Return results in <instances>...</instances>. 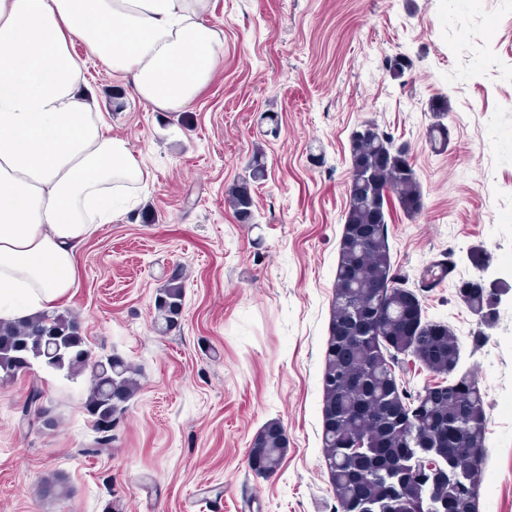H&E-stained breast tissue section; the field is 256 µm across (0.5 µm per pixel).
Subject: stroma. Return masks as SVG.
<instances>
[{
	"mask_svg": "<svg viewBox=\"0 0 512 512\" xmlns=\"http://www.w3.org/2000/svg\"><path fill=\"white\" fill-rule=\"evenodd\" d=\"M207 19L224 57L183 111L153 110L86 65L148 177L82 247L57 309L78 319L92 358L132 364L140 388L110 447L88 456L89 374L36 367L0 383V512H336L321 378L350 136L366 121L411 147L423 206L389 205L393 269L423 321L457 337V371L484 396L478 512H512V0H210ZM396 55L411 62L400 78L385 65ZM438 122L444 150L430 141ZM258 149L267 178L242 224L226 192ZM444 261L443 281L422 289ZM176 265L182 319L162 334L154 299ZM476 280L501 297L487 325L458 294ZM35 385L54 426L20 421ZM273 421L288 448L262 477L247 454ZM51 483L61 493H43Z\"/></svg>",
	"mask_w": 512,
	"mask_h": 512,
	"instance_id": "35a3bbf8",
	"label": "stroma"
}]
</instances>
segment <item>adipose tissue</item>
Listing matches in <instances>:
<instances>
[{
	"label": "adipose tissue",
	"mask_w": 512,
	"mask_h": 512,
	"mask_svg": "<svg viewBox=\"0 0 512 512\" xmlns=\"http://www.w3.org/2000/svg\"><path fill=\"white\" fill-rule=\"evenodd\" d=\"M209 0H0V320L48 311L80 247L122 219L146 173L84 88L87 54L163 112L190 105L224 55Z\"/></svg>",
	"instance_id": "adipose-tissue-1"
}]
</instances>
